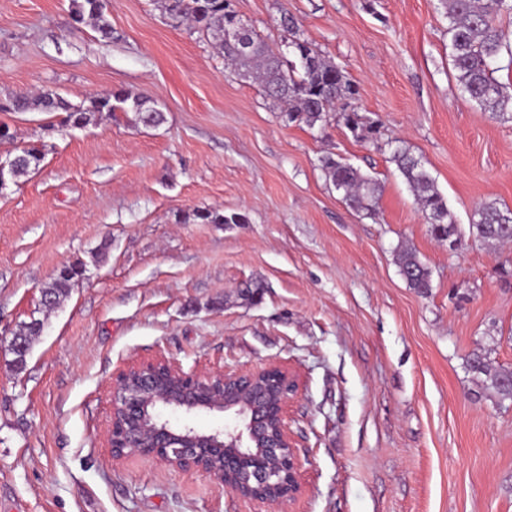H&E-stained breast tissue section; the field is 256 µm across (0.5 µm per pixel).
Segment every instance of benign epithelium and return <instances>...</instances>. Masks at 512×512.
Returning a JSON list of instances; mask_svg holds the SVG:
<instances>
[{
  "instance_id": "1",
  "label": "benign epithelium",
  "mask_w": 512,
  "mask_h": 512,
  "mask_svg": "<svg viewBox=\"0 0 512 512\" xmlns=\"http://www.w3.org/2000/svg\"><path fill=\"white\" fill-rule=\"evenodd\" d=\"M301 387L298 374L277 364L227 373L186 371L163 356L132 362L112 378L106 447L114 461L139 456L200 474L256 512H286L302 492L301 461L285 420ZM160 407L231 411L235 421L201 433L161 420Z\"/></svg>"
}]
</instances>
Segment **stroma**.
<instances>
[{
  "label": "stroma",
  "instance_id": "35a3bbf8",
  "mask_svg": "<svg viewBox=\"0 0 512 512\" xmlns=\"http://www.w3.org/2000/svg\"><path fill=\"white\" fill-rule=\"evenodd\" d=\"M232 3L274 51L297 36L343 66L377 142L337 120L287 122L159 0H107L108 40L71 0H0V100L126 92L166 117L118 110L64 129L56 113L0 112V156L45 147L0 190V338L43 323L24 368L0 349V512H254L211 478L109 456L112 379L160 354L300 373L288 416L304 491L289 512H512V404L465 369L478 348L512 368V243L469 232L483 203L512 208V122L461 97L439 0ZM396 145L447 200L456 249L430 234ZM329 153L379 183L375 217L326 180ZM198 208L247 221L181 222ZM403 244L429 268L428 294L400 275ZM77 263L46 308L41 287ZM248 282L259 300L241 296ZM82 272V265H73L70 268L60 271L56 277L41 288L42 292L52 298L50 305L59 304L62 299L69 295L71 289L79 280V277L82 276Z\"/></svg>",
  "mask_w": 512,
  "mask_h": 512
}]
</instances>
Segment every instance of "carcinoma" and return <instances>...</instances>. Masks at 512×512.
I'll list each match as a JSON object with an SVG mask.
<instances>
[{
	"mask_svg": "<svg viewBox=\"0 0 512 512\" xmlns=\"http://www.w3.org/2000/svg\"><path fill=\"white\" fill-rule=\"evenodd\" d=\"M448 18V37L454 79L468 101L482 111L501 120L512 119V92L493 76V65L503 52L512 53V42L502 25V18L512 15V0H440ZM79 21L90 20L95 30L105 39L112 38V25L102 0H74ZM165 13L179 27L190 25L198 33L214 41L225 66L258 82L265 94L285 107L291 123L310 128L328 125L336 104L353 98L356 88L345 70L317 51L307 40L295 38L289 43L292 58L277 55L258 36L248 31L250 48L242 52L234 42L224 39V28L232 24L227 18L233 11L231 0H162ZM123 104V110L135 113L146 126L164 122V112L157 101L143 96L123 94L94 95L80 104H73L55 91H42L32 96H17L0 102V112H61L62 124L77 127L90 122L99 112L115 110L113 102ZM344 126L361 140L376 139L379 124L357 112L342 111ZM16 163L0 173L14 183L39 166L43 155L37 147L23 149L15 155ZM398 171L409 185L415 202L430 224L431 235L440 242L461 244L458 226L439 192L435 179L425 169L422 160L406 147H398L391 156ZM326 178L336 190L343 192L349 207L368 216L375 214L380 187L372 178L348 163L331 156L321 160ZM478 219L470 225L475 237L485 243L504 242L505 225H512V209H501L488 202L477 211ZM198 220L209 224H244L245 216L234 213L226 216L216 210L196 209L184 220ZM400 274L407 285L419 294L431 288V274L417 253L407 247L397 252ZM83 267L74 265L64 269L41 291L56 305L66 298L82 276ZM42 323L34 320L15 333L14 339L30 346L31 337L39 335ZM467 371L481 385L492 391L499 402H512V369L490 368L487 357L480 350L473 351L466 360Z\"/></svg>",
	"mask_w": 512,
	"mask_h": 512,
	"instance_id": "1",
	"label": "carcinoma"
}]
</instances>
